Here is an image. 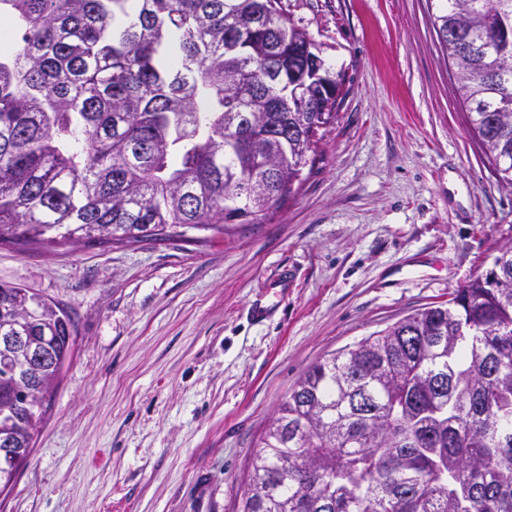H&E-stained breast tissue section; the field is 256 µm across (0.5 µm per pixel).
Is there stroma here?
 I'll list each match as a JSON object with an SVG mask.
<instances>
[{
	"instance_id": "stroma-1",
	"label": "stroma",
	"mask_w": 512,
	"mask_h": 512,
	"mask_svg": "<svg viewBox=\"0 0 512 512\" xmlns=\"http://www.w3.org/2000/svg\"><path fill=\"white\" fill-rule=\"evenodd\" d=\"M342 103L266 221L101 246L0 245V283L73 351L0 512H240L253 455L328 354L448 302L512 240L433 28L436 0H282Z\"/></svg>"
}]
</instances>
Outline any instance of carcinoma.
<instances>
[{
	"mask_svg": "<svg viewBox=\"0 0 512 512\" xmlns=\"http://www.w3.org/2000/svg\"><path fill=\"white\" fill-rule=\"evenodd\" d=\"M434 28L471 131L512 190V0H441ZM0 244L100 245L273 216L332 123L320 48L281 0H0ZM252 136L229 146V129ZM276 161L261 178L263 160ZM448 305L309 368L251 460L241 512H512V241ZM34 306L48 395L74 324ZM28 350L0 357V407ZM43 408L16 431L31 450Z\"/></svg>",
	"mask_w": 512,
	"mask_h": 512,
	"instance_id": "carcinoma-1",
	"label": "carcinoma"
}]
</instances>
